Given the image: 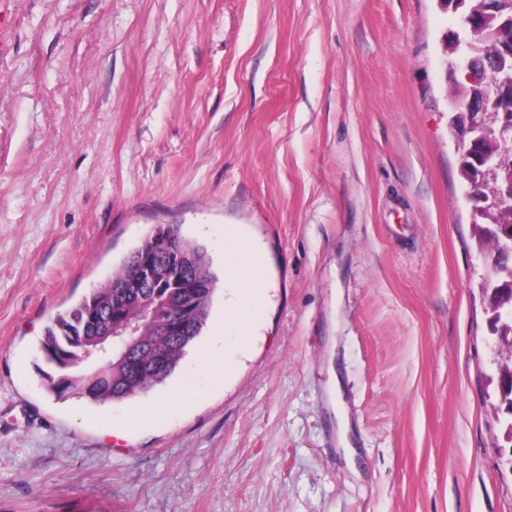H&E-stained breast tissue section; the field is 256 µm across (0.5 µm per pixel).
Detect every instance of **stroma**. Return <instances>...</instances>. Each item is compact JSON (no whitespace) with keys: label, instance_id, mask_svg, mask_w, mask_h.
Listing matches in <instances>:
<instances>
[{"label":"stroma","instance_id":"stroma-1","mask_svg":"<svg viewBox=\"0 0 512 512\" xmlns=\"http://www.w3.org/2000/svg\"><path fill=\"white\" fill-rule=\"evenodd\" d=\"M438 0H7L0 512H512ZM160 224L265 278L223 384L106 404L39 351ZM180 388L165 417L128 427Z\"/></svg>","mask_w":512,"mask_h":512}]
</instances>
